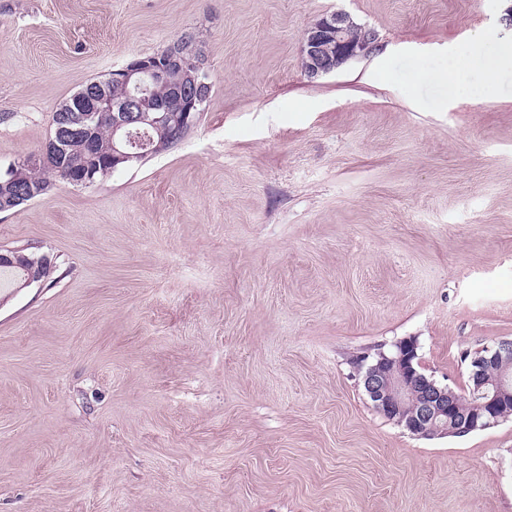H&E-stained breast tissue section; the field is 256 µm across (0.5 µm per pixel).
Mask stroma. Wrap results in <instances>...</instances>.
Returning a JSON list of instances; mask_svg holds the SVG:
<instances>
[{"label":"stroma","mask_w":512,"mask_h":512,"mask_svg":"<svg viewBox=\"0 0 512 512\" xmlns=\"http://www.w3.org/2000/svg\"><path fill=\"white\" fill-rule=\"evenodd\" d=\"M512 0H0V170L55 111L183 32L212 93L188 134L0 212L47 255L0 300V512H512V419L419 438L356 356L408 336L466 394L512 338ZM368 55L315 80L308 28ZM352 30L360 32L357 39L346 37ZM377 39L374 29L357 25L345 12L323 15L307 31L304 72L309 78L332 73L346 61L368 52ZM512 42L510 45H500L497 55H486L478 51L475 57L476 66L482 71L484 79L488 83L495 82L502 64L511 59Z\"/></svg>","instance_id":"1"}]
</instances>
